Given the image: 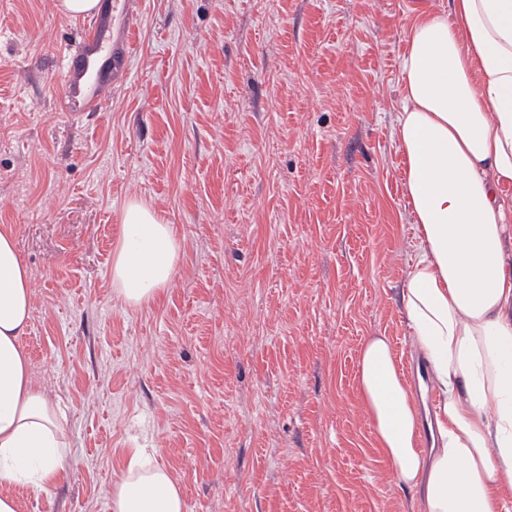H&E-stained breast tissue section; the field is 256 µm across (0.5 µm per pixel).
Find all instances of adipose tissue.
Listing matches in <instances>:
<instances>
[{
    "instance_id": "ef3b65f1",
    "label": "adipose tissue",
    "mask_w": 512,
    "mask_h": 512,
    "mask_svg": "<svg viewBox=\"0 0 512 512\" xmlns=\"http://www.w3.org/2000/svg\"><path fill=\"white\" fill-rule=\"evenodd\" d=\"M396 135L416 254L401 302L436 394V436L420 417L390 342L371 336L355 375L377 444L426 512H512V0H449L412 24L401 61ZM180 260L172 225L138 200L122 214L110 275L140 307L170 285ZM31 272L0 226V512L6 487L42 491L64 469L62 415L33 381L21 344ZM110 512H185L168 468L133 448Z\"/></svg>"
}]
</instances>
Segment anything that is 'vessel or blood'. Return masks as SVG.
I'll return each mask as SVG.
<instances>
[{"label":"vessel or blood","mask_w":512,"mask_h":512,"mask_svg":"<svg viewBox=\"0 0 512 512\" xmlns=\"http://www.w3.org/2000/svg\"><path fill=\"white\" fill-rule=\"evenodd\" d=\"M118 0H103L98 12L85 24L77 44V65L64 72L66 105L73 112H96L124 74V61L134 48L131 24L116 28Z\"/></svg>","instance_id":"b4317fda"}]
</instances>
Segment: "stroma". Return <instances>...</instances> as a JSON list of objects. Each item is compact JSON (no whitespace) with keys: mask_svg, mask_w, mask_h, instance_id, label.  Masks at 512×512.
<instances>
[{"mask_svg":"<svg viewBox=\"0 0 512 512\" xmlns=\"http://www.w3.org/2000/svg\"><path fill=\"white\" fill-rule=\"evenodd\" d=\"M0 0V225L33 282L23 344L65 414L61 479L18 512H110L151 448L185 512H421L354 385L387 336L415 231L394 133L408 30L448 0H136L100 111L62 102L83 18ZM181 259L130 307L110 268L127 201Z\"/></svg>","mask_w":512,"mask_h":512,"instance_id":"1","label":"stroma"}]
</instances>
